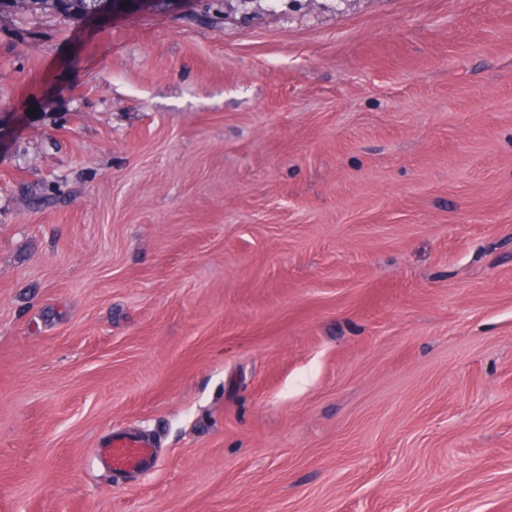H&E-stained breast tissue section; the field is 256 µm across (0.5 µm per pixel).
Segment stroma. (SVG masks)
Masks as SVG:
<instances>
[{
    "instance_id": "stroma-1",
    "label": "stroma",
    "mask_w": 512,
    "mask_h": 512,
    "mask_svg": "<svg viewBox=\"0 0 512 512\" xmlns=\"http://www.w3.org/2000/svg\"><path fill=\"white\" fill-rule=\"evenodd\" d=\"M0 512H512V0L0 9ZM100 456L114 472H145L157 462L153 444L129 433L111 436L100 448Z\"/></svg>"
}]
</instances>
